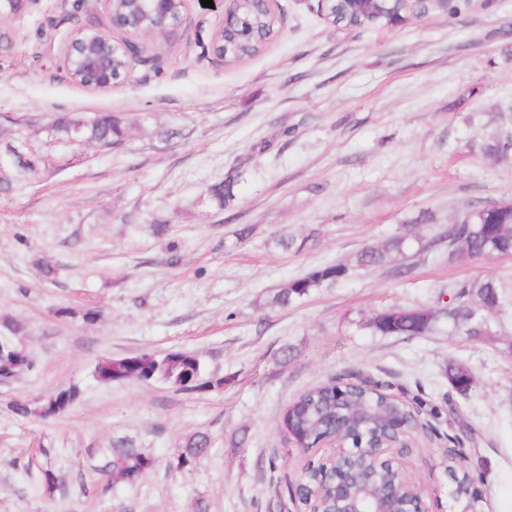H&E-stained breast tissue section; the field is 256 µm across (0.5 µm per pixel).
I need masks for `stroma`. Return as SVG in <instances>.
Wrapping results in <instances>:
<instances>
[{"label":"stroma","instance_id":"stroma-1","mask_svg":"<svg viewBox=\"0 0 512 512\" xmlns=\"http://www.w3.org/2000/svg\"><path fill=\"white\" fill-rule=\"evenodd\" d=\"M271 6L275 36L227 65L201 49L221 12L187 0L181 25L139 38L129 80L108 91L71 82L64 64L78 28L106 23V0H30L0 18V172L12 177L0 321L21 325L34 361L0 383V512H306L294 488L329 450L302 452L282 417L345 375L437 408L403 461L432 512L449 510L451 434L484 512H512V258L452 262L441 243L355 263L395 234L433 241L468 209L512 200V155L485 151L512 135V0H425L404 25L357 30L336 29L317 0ZM102 113L123 117L121 144L55 129ZM20 156L35 168L17 180ZM229 176L236 199L222 208L210 190ZM336 263L343 278L269 307L287 281ZM486 278L504 302L482 312L481 338L445 320L426 336L368 326ZM177 349L221 387L94 376L108 357ZM452 363L474 376L467 396L448 383ZM68 388L76 398L57 415L12 409ZM201 435L207 450L178 465ZM118 448L151 461L134 482L105 474Z\"/></svg>","mask_w":512,"mask_h":512}]
</instances>
